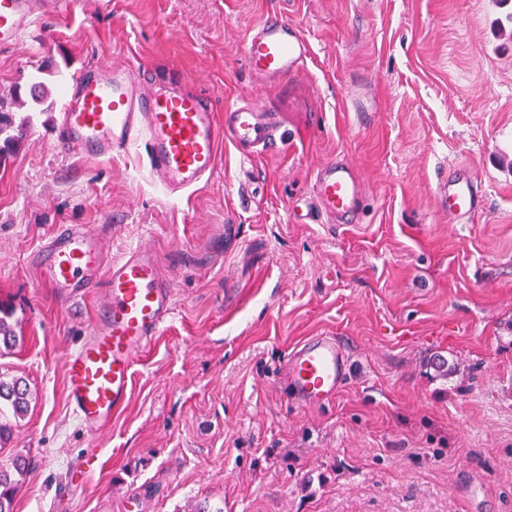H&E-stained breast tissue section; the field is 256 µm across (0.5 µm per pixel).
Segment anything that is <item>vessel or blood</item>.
I'll list each match as a JSON object with an SVG mask.
<instances>
[{"instance_id": "obj_1", "label": "vessel or blood", "mask_w": 512, "mask_h": 512, "mask_svg": "<svg viewBox=\"0 0 512 512\" xmlns=\"http://www.w3.org/2000/svg\"><path fill=\"white\" fill-rule=\"evenodd\" d=\"M66 0H0V48L23 44L44 7ZM249 68L272 80L291 76L311 54L306 34L274 15L259 22L245 42ZM147 72L99 64L75 75L64 96L54 139L67 157L110 159L143 141L153 173L171 194L199 186L219 164L218 143L227 138L269 148L275 118L239 100L216 112L204 95L171 83L148 90ZM363 188L353 165L330 162L314 173L316 209L331 224H349L359 214ZM452 224L465 223L486 205L476 177L458 169L440 186ZM42 282L65 303L105 291L99 326L63 361L66 399L86 428L100 430L130 397L137 357L169 322L174 310L171 283L154 251L138 245L110 258L99 234L86 224H66L33 257ZM349 352L330 334L312 336L294 347L284 369L287 396L298 405L332 400L347 379Z\"/></svg>"}]
</instances>
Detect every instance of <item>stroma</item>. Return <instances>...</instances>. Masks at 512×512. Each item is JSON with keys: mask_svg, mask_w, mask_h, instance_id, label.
I'll list each match as a JSON object with an SVG mask.
<instances>
[{"mask_svg": "<svg viewBox=\"0 0 512 512\" xmlns=\"http://www.w3.org/2000/svg\"><path fill=\"white\" fill-rule=\"evenodd\" d=\"M273 13L312 45L281 81L244 58ZM101 62L278 113L277 143L245 162L220 142L218 171L179 197L143 143L59 157L65 85ZM0 112V308L18 336L0 378L32 394L0 420V461L28 464L13 512H512V0H85L0 49ZM336 160L365 185L358 220L317 224L313 173ZM461 165L488 205L452 224L437 183ZM62 224L115 256L152 245L175 295L99 431L62 364L101 295L61 302L31 263ZM325 331L347 383L295 405L281 369Z\"/></svg>", "mask_w": 512, "mask_h": 512, "instance_id": "35a3bbf8", "label": "stroma"}]
</instances>
